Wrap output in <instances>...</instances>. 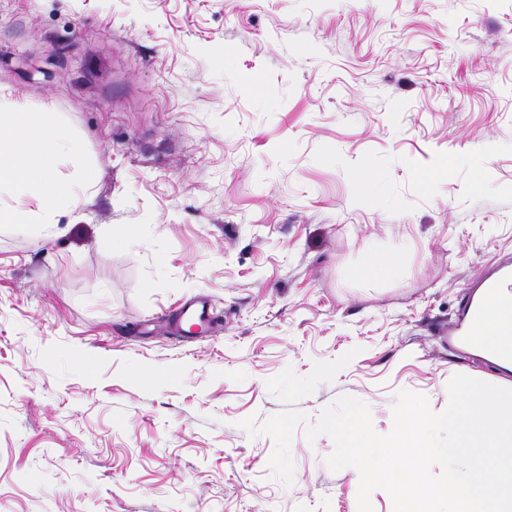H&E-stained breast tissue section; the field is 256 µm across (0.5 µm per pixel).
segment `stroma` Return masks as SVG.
I'll list each match as a JSON object with an SVG mask.
<instances>
[{"mask_svg":"<svg viewBox=\"0 0 512 512\" xmlns=\"http://www.w3.org/2000/svg\"><path fill=\"white\" fill-rule=\"evenodd\" d=\"M0 96L79 190L0 225V512H358L329 436L286 486L241 420L512 388L442 330L512 267V0H0ZM210 309L211 305L207 299L197 298L182 308L180 319L188 318L200 328V334H205L213 327L214 319Z\"/></svg>","mask_w":512,"mask_h":512,"instance_id":"obj_1","label":"stroma"}]
</instances>
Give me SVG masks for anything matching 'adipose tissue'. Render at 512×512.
<instances>
[{
    "label": "adipose tissue",
    "mask_w": 512,
    "mask_h": 512,
    "mask_svg": "<svg viewBox=\"0 0 512 512\" xmlns=\"http://www.w3.org/2000/svg\"><path fill=\"white\" fill-rule=\"evenodd\" d=\"M73 139L43 113L24 111L19 103H0V192L40 198L50 208L40 231L54 228V210L77 201L74 187L52 178L55 159L75 153ZM484 350L503 365L512 366V300L484 312Z\"/></svg>",
    "instance_id": "ef3b65f1"
}]
</instances>
